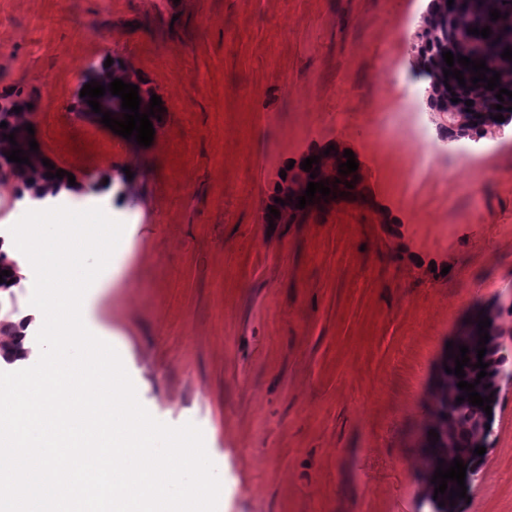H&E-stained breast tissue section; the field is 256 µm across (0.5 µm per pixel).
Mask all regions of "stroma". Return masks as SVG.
<instances>
[{
    "mask_svg": "<svg viewBox=\"0 0 512 512\" xmlns=\"http://www.w3.org/2000/svg\"><path fill=\"white\" fill-rule=\"evenodd\" d=\"M427 3L0 0V91L37 94L44 155L87 183L146 171L85 324L155 419L201 429L218 512H420L434 362L478 303L512 300V127L424 166L407 147L418 86L398 77ZM109 53L163 99L145 150L70 113ZM330 143L368 183L349 227L335 205L268 228L277 172ZM465 512H512V385Z\"/></svg>",
    "mask_w": 512,
    "mask_h": 512,
    "instance_id": "stroma-1",
    "label": "stroma"
}]
</instances>
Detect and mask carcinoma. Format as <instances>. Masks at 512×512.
I'll return each instance as SVG.
<instances>
[{"label": "carcinoma", "mask_w": 512, "mask_h": 512, "mask_svg": "<svg viewBox=\"0 0 512 512\" xmlns=\"http://www.w3.org/2000/svg\"><path fill=\"white\" fill-rule=\"evenodd\" d=\"M448 0H429L428 28L417 34L408 46L409 64L414 75L422 82L421 99L427 111L431 112L438 125L440 133L447 140H456L461 136L467 138H486L488 136L502 135L512 125V99L504 97V102L496 98L499 88L492 91L484 88V83L478 85L471 83L473 72L464 69L459 63L454 68L464 72L466 87H461L458 80L445 78L443 68L446 63L442 52L450 51L455 55L461 54L473 60H486L490 72L486 77H492L495 72L500 73V88L512 91V61L501 57L504 48L512 47V0H454V4L447 5ZM497 9L503 17L496 21L490 20L489 11ZM490 27L491 35L484 39L480 35H472L467 29ZM113 63L106 68L99 65L98 71L85 76L82 84L101 78L109 81L119 78L125 83L139 87L138 94L141 102H148L156 90L148 86V81L136 71L122 56H111ZM457 97L459 102L451 101ZM473 101L467 106L466 101ZM34 103L30 95L24 96L17 90L0 93V122H7V128H0V181H20L25 178L34 180L45 191L55 195L60 190L77 191L69 185L68 177L48 178L46 172L56 173L42 164L43 156L39 153H29V164L18 165L6 157V152L12 149L10 142L3 135L15 133V141L21 142L26 133L25 127L29 123L30 109L27 105ZM502 104L503 110L494 109V105ZM22 108L15 113L13 109ZM501 114L505 121L500 122L493 116ZM318 157V163L312 167L318 168L317 177L310 178V173L304 171L300 164L286 171V178L275 182L273 192L268 196V204L280 212L275 217L270 210H265V219L275 224L284 223L303 214V210L296 208L298 204V178L305 182L315 180L324 181L334 187V192L344 193L342 199H347L345 193L349 189L345 182H350L353 188L362 184L360 172H352L346 176L338 172L339 164L347 161L343 152L334 149L329 154L324 151H308L303 158ZM340 183H335V180ZM284 200V204L275 202V198ZM11 271V275L4 277L0 283V337L11 336L12 316L17 312L16 297L13 289L20 285L21 277L16 275V263L9 260L8 255L0 250V272ZM484 315L489 318L490 326L487 328L490 339L486 344V354L483 362L488 364L487 376L480 379L475 390L483 397L493 396L492 414L486 415L483 409L469 404L465 400L456 403L457 397L464 391L457 387L459 378L444 370V366L455 368V359H447V353H442L440 362L432 376L427 388V419L425 431L432 429L439 433V441L431 445L433 438L424 435L418 449L419 475L421 479L424 500L430 505L431 512H447V508L439 506V501L447 500V495H434L435 485L431 483L438 460H444L443 468H448L455 458H460L468 464L472 477H477L485 463V456L473 454L479 442H487L493 434L496 422L497 408L503 385L512 380V325H506L504 316L512 317V304L504 306L500 303H490L482 307ZM478 321L472 322V333L460 331L453 340V346L464 344L469 347L467 356L469 365L464 367V380L472 383L477 379L480 369L477 363ZM490 388H484V385Z\"/></svg>", "instance_id": "carcinoma-1"}]
</instances>
